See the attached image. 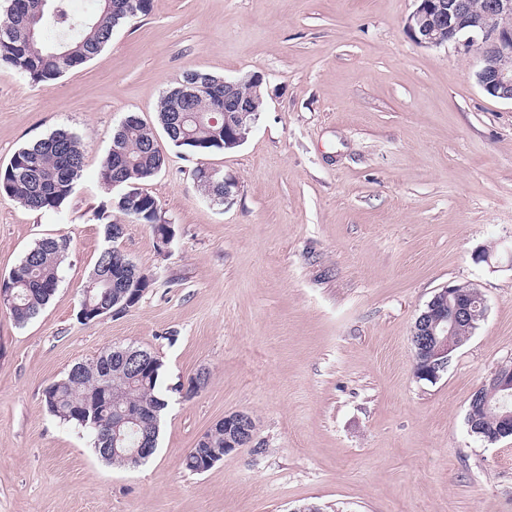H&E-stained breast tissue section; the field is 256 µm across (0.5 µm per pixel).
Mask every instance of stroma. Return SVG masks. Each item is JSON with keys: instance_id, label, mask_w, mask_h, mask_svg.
Returning <instances> with one entry per match:
<instances>
[{"instance_id": "1", "label": "stroma", "mask_w": 512, "mask_h": 512, "mask_svg": "<svg viewBox=\"0 0 512 512\" xmlns=\"http://www.w3.org/2000/svg\"><path fill=\"white\" fill-rule=\"evenodd\" d=\"M415 0H153L104 50L51 86L0 64V169L63 129L86 144L72 195L36 212L0 195V278L35 244L70 246L49 304L24 324L0 308V512H512V438L468 432L472 393L512 362V103L478 84L463 45L424 47ZM197 70L263 76L248 140L175 147L160 96ZM138 114L165 167L141 188L175 236L111 212L116 246L152 279L122 314L84 324L82 289L107 248L100 170ZM236 184L227 203L193 171ZM490 258L478 260L480 251ZM487 313L434 382L417 380L411 328L442 288ZM115 345L151 351L168 399L154 455L101 459L90 429L43 392ZM195 395L179 386L199 371ZM252 446L209 470L189 448L224 415Z\"/></svg>"}]
</instances>
